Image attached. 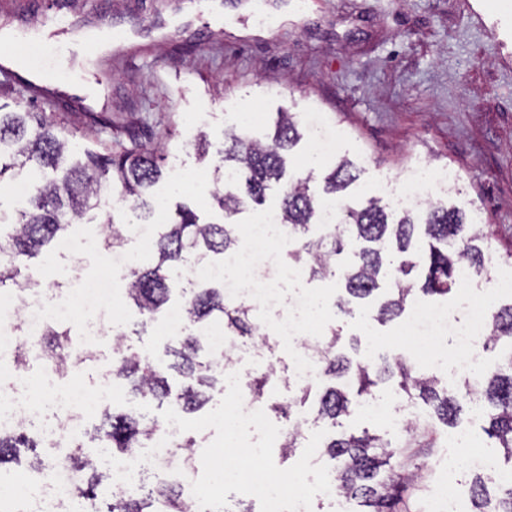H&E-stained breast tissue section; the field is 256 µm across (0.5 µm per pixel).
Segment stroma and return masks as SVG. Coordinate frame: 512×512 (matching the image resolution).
<instances>
[{
    "instance_id": "35a3bbf8",
    "label": "stroma",
    "mask_w": 512,
    "mask_h": 512,
    "mask_svg": "<svg viewBox=\"0 0 512 512\" xmlns=\"http://www.w3.org/2000/svg\"><path fill=\"white\" fill-rule=\"evenodd\" d=\"M207 0H0V28L26 29L35 16L67 12L85 23L105 20L115 30L133 31L123 52L102 56L111 84L91 122L77 108L51 105L26 92L29 77L16 71L0 78V106L11 111L33 107L66 123L75 159L85 153H116L138 143L163 146L162 178L154 193L162 204H187L206 222H222L209 204L210 166L199 162L193 142L208 135L212 164L224 155V131L234 127L261 136L273 113H298L309 130L287 157V177L314 171L315 187L339 157L359 168L347 190L350 203L363 206L380 197L387 180L404 179L417 165L445 169L455 180L449 202L477 212L481 223L512 236V0H287L278 19L245 13L237 0H222L223 21H213ZM338 135L334 152L319 153L314 128ZM107 227L99 213L69 227L78 242L73 256L43 249L21 267L22 277L36 281V293L70 294L78 282L107 279L121 288L128 269L147 263L151 255L140 234L126 245L125 266L114 265L100 241ZM256 285L278 291L281 305L298 296H316L324 309L311 332H341V345L361 341V354L371 360L404 355L399 346L400 320L384 324L370 317H338L334 300L337 279H301L255 275ZM112 327L125 332L126 347L161 356L170 341L164 314L143 323L135 305L121 300L111 315ZM264 353L276 369L265 396L287 402L298 394L288 366L292 347L268 337ZM482 400L463 414L464 447L451 446L448 431L435 423L439 443L414 448L394 460L399 474H417L402 492L419 512L433 488L432 465L455 457L460 491L470 489V454L502 457L483 431ZM400 442L405 431L355 403L339 418L333 434L362 430Z\"/></svg>"
}]
</instances>
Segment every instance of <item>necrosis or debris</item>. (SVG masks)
Masks as SVG:
<instances>
[{"label":"necrosis or debris","instance_id":"necrosis-or-debris-1","mask_svg":"<svg viewBox=\"0 0 512 512\" xmlns=\"http://www.w3.org/2000/svg\"><path fill=\"white\" fill-rule=\"evenodd\" d=\"M451 181L449 174H434L427 166L414 168L402 180H391L384 185L397 208L410 210L420 202L446 196ZM249 247L238 249L224 258L225 269L232 275L226 278L227 293L231 300L252 299L256 305L269 303L271 289H258L245 281L247 273L266 266L274 256L275 249H287L290 240L285 225L276 223L274 217H266L250 227ZM487 300L478 302L469 314L443 306H419L414 308L408 329L418 334L416 355L426 369L439 367L436 349L440 337L452 332L456 353L451 376L471 373L485 365V344L489 336V297L512 290V282L486 276ZM79 305L63 299L52 307L33 298L16 300L9 293L0 295V306L17 310V317H0V366L6 368L9 389L0 394V428H26L34 426L41 412L29 395L30 381L26 372L15 367L21 338L36 340L42 337L48 320L56 319L75 325L72 342V358L90 354L92 349L111 343L112 334L107 327L106 313L117 299L107 283L100 282L78 289ZM314 309V301L304 298L299 304L273 308V319L269 330L285 343L297 344L298 350L292 360L291 375L304 382L312 380L318 373V353L315 346L300 339ZM207 343L217 358L223 359L225 373L236 372L243 360H251L255 369L266 371L270 362L261 356L255 346L236 347L229 344L222 331L208 333ZM60 368L48 370L44 377L49 392V403L63 418L59 428L47 429L43 437L48 448L38 459L40 472L34 476L28 495L22 497V512H84L85 502L78 496L76 487L65 476L64 459L71 448L74 435L85 434L88 421L96 416L102 401L118 399L120 391L114 384L111 370H104L97 387L100 398L90 401L84 391L67 383ZM185 442L183 432L177 427L163 425L150 439L148 455L132 453L120 463L112 474V486L117 490L134 492L155 482L178 484L184 496H191L193 474L185 472L173 459Z\"/></svg>","mask_w":512,"mask_h":512}]
</instances>
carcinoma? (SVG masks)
I'll return each instance as SVG.
<instances>
[{
    "instance_id": "1",
    "label": "carcinoma",
    "mask_w": 512,
    "mask_h": 512,
    "mask_svg": "<svg viewBox=\"0 0 512 512\" xmlns=\"http://www.w3.org/2000/svg\"><path fill=\"white\" fill-rule=\"evenodd\" d=\"M296 114L279 112L266 140L262 141L231 128L224 132V157L213 168L211 199L223 214L233 216L266 204L267 192L286 173L285 152L301 140ZM74 146L64 128L44 112H0V184L8 172L28 168L35 177L46 170L55 173L34 183L28 208L13 222L0 223V288L23 293L34 287L17 280L19 266L44 247L57 242L72 224L91 210L101 208L102 194L111 190L127 204V210L103 215L109 226L106 247L124 244L134 231V222L154 224L157 198L148 190L161 177V157L155 151L134 147L117 154L89 155L88 162L72 160ZM235 180L225 185V174ZM314 171L289 185L276 206L279 223L288 226L295 247L288 257L311 279L335 277L344 293L336 298V309L354 318L376 311L385 323L400 317L414 290L447 298L457 283V269L467 264L477 273L487 270V261L512 265V238L484 224L466 222V210L456 204H426L419 210L389 214L380 200L371 198L357 208L346 202L345 191L357 180L354 163L340 159L324 176L323 193L311 190ZM324 199L343 202L339 215L341 229H331L317 238L307 236L309 227L319 223V203ZM155 263L130 268L126 297L139 309L142 326L152 321L172 296L170 271L181 266H197L213 256H225L239 247L235 225L202 222L191 208L178 205L167 222L155 224L152 235ZM419 271L417 284L406 281ZM189 334L167 347L166 358H156L117 347L112 360V379L128 384L142 397L169 398L180 410L191 412L204 404L202 388L212 387L222 377L219 364L200 357L199 336L212 321H219L232 335L253 336L259 331L243 305L232 306L225 297L224 282L215 280L197 285L182 302ZM491 349L507 338L512 341V305L492 309ZM340 334L333 331L321 357L319 378L300 387L296 400L276 404L273 410L290 422L302 413L311 393L317 399L307 418L318 426H336L357 398L371 395L372 388L386 380L397 382L404 400L420 399L429 405L432 417L448 427L458 425L460 415L477 393L488 404V427L484 432L494 447L505 451L512 462V348L506 354L508 373L481 372L453 395L439 392V379L420 372L403 358L379 363L350 358L338 347ZM70 333L60 326L46 327L44 356L56 365L69 358ZM183 377L172 391L169 371ZM406 432L413 438L393 445L364 431L326 438L324 454L336 464V484L358 512H400V498L391 460L405 448H433L435 431L413 423ZM149 429L136 419L114 411L104 412V421L95 438L118 450L120 455L141 447L149 439ZM26 434L0 430V465L13 459L17 448H36ZM91 465L83 449L71 450L65 467L83 470ZM160 503L165 512H187L180 490L166 484L151 489L145 498L137 494H112L110 512H150ZM470 512H512V489L501 487L488 473L475 475L471 488Z\"/></svg>"
}]
</instances>
